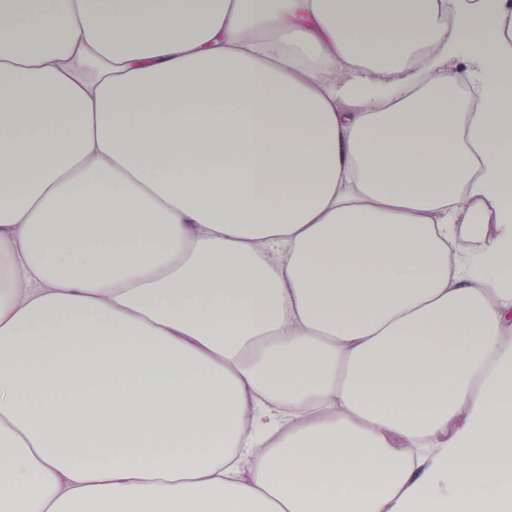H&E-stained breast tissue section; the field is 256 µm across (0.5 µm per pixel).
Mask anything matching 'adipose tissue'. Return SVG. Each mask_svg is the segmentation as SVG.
Instances as JSON below:
<instances>
[{"label": "adipose tissue", "instance_id": "1", "mask_svg": "<svg viewBox=\"0 0 512 512\" xmlns=\"http://www.w3.org/2000/svg\"><path fill=\"white\" fill-rule=\"evenodd\" d=\"M0 512H512V0H0Z\"/></svg>", "mask_w": 512, "mask_h": 512}]
</instances>
